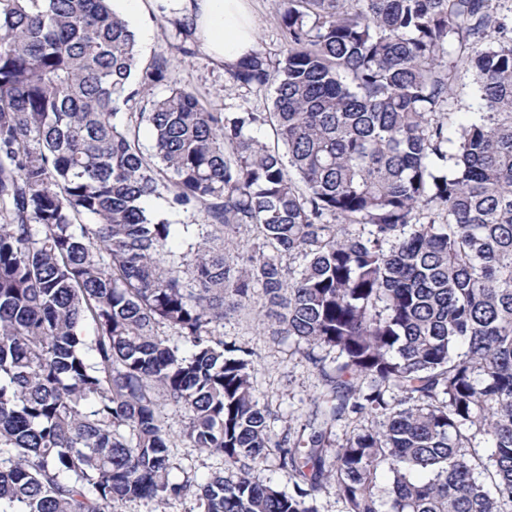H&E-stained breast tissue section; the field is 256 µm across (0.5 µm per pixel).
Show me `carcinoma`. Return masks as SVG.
Listing matches in <instances>:
<instances>
[{
  "label": "carcinoma",
  "mask_w": 512,
  "mask_h": 512,
  "mask_svg": "<svg viewBox=\"0 0 512 512\" xmlns=\"http://www.w3.org/2000/svg\"><path fill=\"white\" fill-rule=\"evenodd\" d=\"M168 23L193 55V25ZM280 26L276 65L224 67L274 87L272 110L213 112L169 83L171 57L139 56L112 0H0V512L188 495L198 512H318L329 485L346 512H380V467L390 512H512V14L283 0ZM462 73L475 112L457 124ZM265 125L284 152L251 135ZM242 224L272 252L210 250ZM257 287L328 386L280 438L251 352L212 331ZM158 392L237 479L171 481ZM353 414L376 424L335 444ZM272 450L287 491L252 476Z\"/></svg>",
  "instance_id": "carcinoma-1"
}]
</instances>
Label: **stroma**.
Segmentation results:
<instances>
[{"instance_id":"35a3bbf8","label":"stroma","mask_w":512,"mask_h":512,"mask_svg":"<svg viewBox=\"0 0 512 512\" xmlns=\"http://www.w3.org/2000/svg\"><path fill=\"white\" fill-rule=\"evenodd\" d=\"M249 4L257 32L256 51L262 52L269 61L279 60L282 0H249ZM129 23L138 38L143 58L170 55L175 31L166 28L154 0H146L141 13L130 18ZM192 49V57H173L172 79L195 88L204 103L218 112L271 111L272 87L231 84L223 66L212 59L201 43H194ZM266 304L263 291L255 290L251 308L227 311L224 325L217 328L216 335L226 344L252 351L255 394L274 413L271 428L280 435L300 428L311 399L324 391L325 382L294 339H272L270 323L264 315ZM164 412L171 432V454L176 463L171 472L173 481L188 477L203 483L223 469L221 457L190 448L185 443L181 436L185 425L183 412L170 405L165 406Z\"/></svg>"}]
</instances>
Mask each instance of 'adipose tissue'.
<instances>
[{
	"label": "adipose tissue",
	"mask_w": 512,
	"mask_h": 512,
	"mask_svg": "<svg viewBox=\"0 0 512 512\" xmlns=\"http://www.w3.org/2000/svg\"><path fill=\"white\" fill-rule=\"evenodd\" d=\"M194 17L197 35L217 60L233 65L251 53L256 30L247 0H178Z\"/></svg>",
	"instance_id": "1"
}]
</instances>
